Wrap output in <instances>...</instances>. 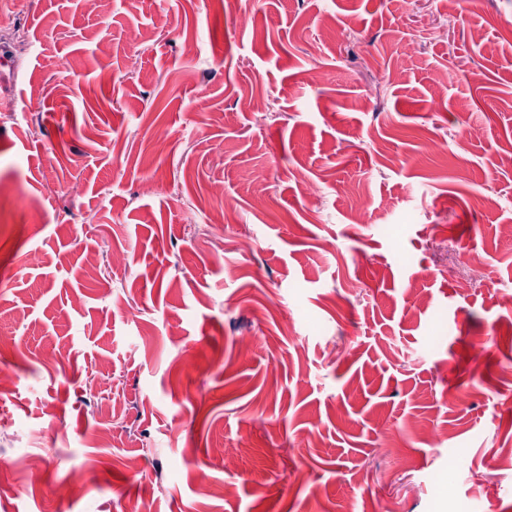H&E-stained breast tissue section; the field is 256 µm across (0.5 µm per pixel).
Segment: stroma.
<instances>
[{
  "label": "stroma",
  "instance_id": "stroma-1",
  "mask_svg": "<svg viewBox=\"0 0 512 512\" xmlns=\"http://www.w3.org/2000/svg\"><path fill=\"white\" fill-rule=\"evenodd\" d=\"M250 6L0 0V512H512V0Z\"/></svg>",
  "mask_w": 512,
  "mask_h": 512
}]
</instances>
